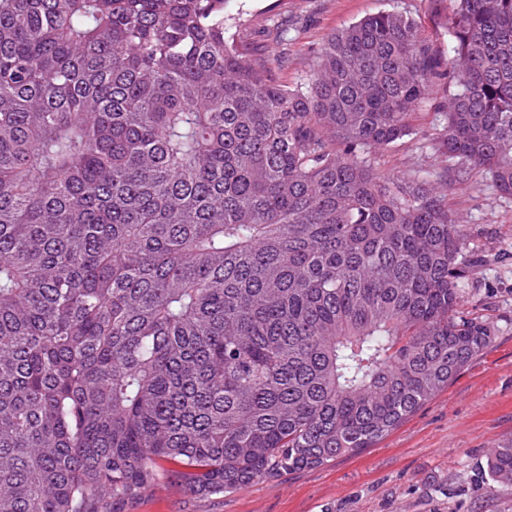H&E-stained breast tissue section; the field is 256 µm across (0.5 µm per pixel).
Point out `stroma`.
I'll return each instance as SVG.
<instances>
[{"mask_svg":"<svg viewBox=\"0 0 512 512\" xmlns=\"http://www.w3.org/2000/svg\"><path fill=\"white\" fill-rule=\"evenodd\" d=\"M381 11L416 20L440 51L448 50L446 17L432 0H229L224 30L251 57L275 53L277 25L288 26V63L274 72L287 86L303 83L325 36ZM384 172H440L447 157L420 135L397 142L377 159ZM448 209L461 225L459 257L469 274L460 311L484 320L491 342L458 379L377 446L322 467L263 479L224 495L184 493L173 467L122 512H512V488L493 487L487 457L512 438V196L473 175L443 181Z\"/></svg>","mask_w":512,"mask_h":512,"instance_id":"obj_1","label":"stroma"}]
</instances>
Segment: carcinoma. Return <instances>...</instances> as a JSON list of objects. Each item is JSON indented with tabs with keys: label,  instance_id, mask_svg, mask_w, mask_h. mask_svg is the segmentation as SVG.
<instances>
[{
	"label": "carcinoma",
	"instance_id": "cac0c4a2",
	"mask_svg": "<svg viewBox=\"0 0 512 512\" xmlns=\"http://www.w3.org/2000/svg\"><path fill=\"white\" fill-rule=\"evenodd\" d=\"M226 0H0V512L206 497L383 441L483 353L417 133L512 196V0H451L448 55L387 11L308 83ZM512 487V438L489 453ZM421 133L405 137L397 142L391 149L378 156L377 167L384 172L402 176L414 169H427L429 171H444L453 167L454 163L435 149L423 147L424 141Z\"/></svg>",
	"mask_w": 512,
	"mask_h": 512
}]
</instances>
